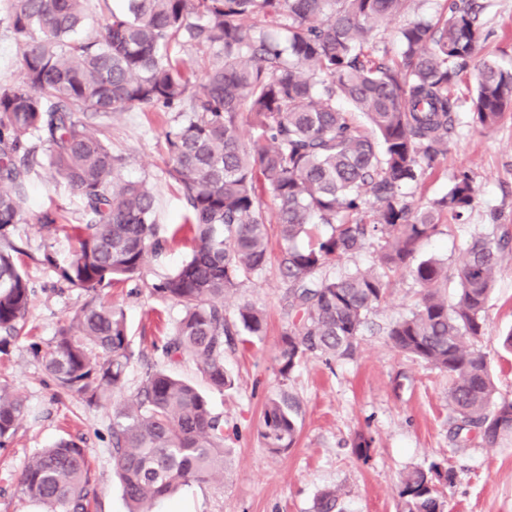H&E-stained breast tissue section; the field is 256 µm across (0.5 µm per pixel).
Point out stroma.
Segmentation results:
<instances>
[{"mask_svg":"<svg viewBox=\"0 0 512 512\" xmlns=\"http://www.w3.org/2000/svg\"><path fill=\"white\" fill-rule=\"evenodd\" d=\"M486 32L482 56L512 66V0H479ZM449 0H413L407 15L383 24L380 50L401 54L397 31L407 20H429L444 13ZM475 70L466 67L454 88L461 107L457 134L421 182L408 188L417 207L444 194L453 177L468 171L477 200L462 220L442 216L439 231L423 241L417 258H436L455 268L474 234L512 236V112L492 130L477 127L470 114ZM169 112L135 109L96 119L115 154L125 157L128 178L146 180L156 196L163 250L152 254L142 280L116 284L105 302L120 308L126 320L133 358L121 391L98 406L60 399L30 343L48 348L53 337L83 303V290L63 285L53 267L40 257L50 252L66 263L74 242L66 225L82 220L81 203L67 187L48 181L42 169L30 176L24 221L14 232L25 252L18 262L33 289L27 319L28 337L9 340L0 353V376L25 401L24 414L11 443L0 449V512H43L24 499L18 479L28 460L63 439L81 435L90 451L98 497L90 512H127L122 486L113 470L112 423L115 412L136 392L149 366L161 364L169 374L205 388L213 415L224 421V477L182 487L157 504V512H311L317 495L329 488L344 492V512H398L403 473L430 462H445L453 478L442 487L444 512H512V443L488 447L473 440L453 445L449 438L452 410L448 377L406 358L390 345L386 325L413 309L423 290L406 271L390 275L389 293L368 316L370 328L358 340L353 356L324 362L309 357L289 377L279 374L278 344L288 324V284L280 271L284 245L270 242V260L258 277L231 291L227 311L243 303L266 318L263 339L237 337L224 352V367L233 388L206 389L194 363L164 360L161 347L182 315L180 306L151 296L147 284L174 272L191 253V234L177 231L186 213L177 184L166 174L164 133ZM58 211L55 224L38 223L43 211ZM512 331V257L496 275L486 309V329L478 341L487 355L499 392L512 398V353L502 346ZM287 392L298 403V437L281 455L263 447L257 429L268 395ZM370 443L368 460L355 446Z\"/></svg>","mask_w":512,"mask_h":512,"instance_id":"35a3bbf8","label":"stroma"}]
</instances>
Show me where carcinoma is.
Returning <instances> with one entry per match:
<instances>
[{"mask_svg":"<svg viewBox=\"0 0 512 512\" xmlns=\"http://www.w3.org/2000/svg\"><path fill=\"white\" fill-rule=\"evenodd\" d=\"M87 2L11 0L21 79L0 88V332L21 336L29 311L31 289L12 236L24 219L32 167L66 183L85 214L71 227L77 247L58 271L87 300L42 356L57 392L93 406L123 387L127 325L101 296L140 277L164 246L152 188L122 176L124 157L81 114L149 108L175 113L165 134L167 174L182 189L188 214L180 228L194 242L189 260L148 284L151 295L182 308L163 357L192 360L215 390L234 386L224 350L237 336L265 335L266 320L250 304L228 317L224 296L261 274L275 232L287 243L283 378L308 356H352L369 313L388 293L383 269L405 268L424 294L386 328L389 343L448 375L452 439L465 432L490 447L511 439L512 399L497 392L476 343L512 240L475 235L449 298L442 292L448 267L415 261L416 248L437 233L438 215L460 218L473 208V180L460 172L422 207L405 192L448 150L459 108L452 88L470 61L478 59L474 121L491 130L512 111V67L478 58L485 36L476 0H450L445 14L401 28L399 61L375 54L373 38L413 0H124L108 9L109 21L94 36L83 34ZM254 15L278 19L284 37L246 23ZM188 46L210 53L199 83L174 58ZM338 98L364 114L369 128L338 109ZM35 141L49 145L40 159ZM368 206L369 224L361 217ZM310 224L331 233L300 248L296 241ZM371 239L377 263L338 278L324 273ZM23 413L22 396L1 376V447ZM297 415L293 398H267L259 435L269 452L293 446ZM112 461L129 512H155L179 487L224 473V422L196 386L155 369L115 415ZM450 479L438 462L407 472L398 492L402 512H441L439 486ZM19 487L46 512H89L96 490L83 439L35 454ZM340 500V491L325 490L314 512H342Z\"/></svg>","mask_w":512,"mask_h":512,"instance_id":"obj_1","label":"carcinoma"}]
</instances>
